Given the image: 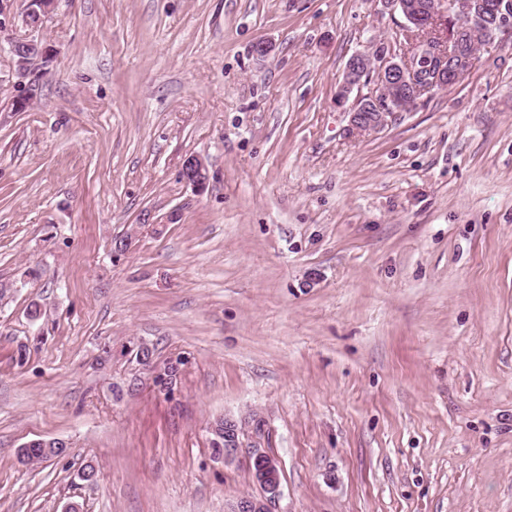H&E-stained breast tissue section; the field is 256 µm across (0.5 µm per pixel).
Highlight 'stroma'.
Masks as SVG:
<instances>
[{"instance_id":"stroma-1","label":"stroma","mask_w":512,"mask_h":512,"mask_svg":"<svg viewBox=\"0 0 512 512\" xmlns=\"http://www.w3.org/2000/svg\"><path fill=\"white\" fill-rule=\"evenodd\" d=\"M404 25L379 0H57L19 112L0 45V512H230L259 487L215 459L220 417L275 460L277 512H512V36L347 135L348 58ZM142 344L181 361L171 394ZM33 439L68 449L20 465ZM182 177L194 188H203L208 181V170L202 158L189 156L183 163Z\"/></svg>"}]
</instances>
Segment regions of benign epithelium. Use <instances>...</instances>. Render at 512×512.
Wrapping results in <instances>:
<instances>
[{"instance_id":"benign-epithelium-1","label":"benign epithelium","mask_w":512,"mask_h":512,"mask_svg":"<svg viewBox=\"0 0 512 512\" xmlns=\"http://www.w3.org/2000/svg\"><path fill=\"white\" fill-rule=\"evenodd\" d=\"M383 8L400 11L410 33L409 48L395 53L387 47L368 46L348 60L343 80L336 95L340 105L355 88L374 83L373 91L361 94L348 112L349 134L377 132L386 117L412 110L421 99L438 89H449L462 81L473 68L478 53L469 46L474 42L492 44L505 34L512 33V0H380ZM55 7V0H28L22 19L25 34L12 33L10 51L17 72L28 78L22 95L15 100L20 105L33 98L43 73L32 68L34 61H50L55 49L35 38L33 33L43 27ZM182 177L195 188L208 181L204 160L188 157ZM210 431L224 435V464L236 461L242 442L239 431L230 419L213 424ZM249 457L261 463L255 483L260 493L240 498L232 512H275L280 495L277 466L266 451L257 446Z\"/></svg>"}]
</instances>
